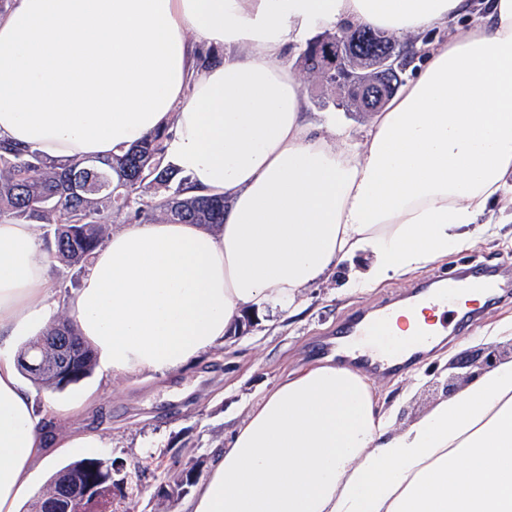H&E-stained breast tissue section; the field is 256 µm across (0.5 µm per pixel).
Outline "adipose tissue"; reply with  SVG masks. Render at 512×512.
I'll return each mask as SVG.
<instances>
[{"mask_svg":"<svg viewBox=\"0 0 512 512\" xmlns=\"http://www.w3.org/2000/svg\"><path fill=\"white\" fill-rule=\"evenodd\" d=\"M358 26L406 37L419 66L365 133L335 112L316 129L277 60L307 31ZM201 41L223 63L198 68ZM169 124L191 194L228 200L218 231L131 225L61 295L31 226L0 223V512L65 447L13 352L58 309L104 375L164 377L244 313L295 314L360 256L346 293L478 236L512 194V0H14L0 15V139L106 157ZM398 314L400 344L442 329L440 311ZM177 512H512V360L401 430L366 375L309 364L250 407Z\"/></svg>","mask_w":512,"mask_h":512,"instance_id":"1","label":"adipose tissue"}]
</instances>
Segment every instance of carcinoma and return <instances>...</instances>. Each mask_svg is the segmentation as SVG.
<instances>
[{
    "label": "carcinoma",
    "instance_id": "carcinoma-1",
    "mask_svg": "<svg viewBox=\"0 0 512 512\" xmlns=\"http://www.w3.org/2000/svg\"><path fill=\"white\" fill-rule=\"evenodd\" d=\"M413 59L393 37L366 27L326 29L306 40L295 68L309 74L334 107L345 112H376L391 94L378 87L400 86ZM365 86L356 95L336 83ZM173 130L166 126L148 134L138 145L105 158L50 159L30 147L0 141V221L48 227L46 252L69 266L84 267L109 238L114 224H144L162 215L180 224L214 229L224 223L222 195L187 194L188 178L166 162ZM93 348L77 336L70 318L54 319L18 356L22 373L40 390L61 391L89 377L96 366ZM201 463H187L161 484V497L184 496L197 482ZM118 469L98 458L69 463L51 477L47 489L26 512H49L47 504L80 495L88 485L98 487L99 500L79 506L81 512H109Z\"/></svg>",
    "mask_w": 512,
    "mask_h": 512
}]
</instances>
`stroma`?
<instances>
[{
	"label": "stroma",
	"instance_id": "35a3bbf8",
	"mask_svg": "<svg viewBox=\"0 0 512 512\" xmlns=\"http://www.w3.org/2000/svg\"><path fill=\"white\" fill-rule=\"evenodd\" d=\"M500 217V209L486 212L482 220L491 229L485 236L406 279L347 295L342 285L349 272L339 270L305 291L298 315L279 316L272 322L263 319L247 333L228 336L222 350L204 356L186 372L147 381L117 377L108 383L95 372L61 392L35 391L36 403L48 400L62 409L86 395L94 400L90 414L60 416L51 428L60 437L76 429H92L102 437L103 447L67 449L58 465L85 457L123 464L127 484L123 494L112 498L114 512L131 507L136 512H176L179 500L156 498L154 485L167 481L190 460L200 461L202 471H209L217 450L245 419L249 406L288 372L320 359L323 344L335 342L347 318L361 311L375 317L406 304L409 288L439 275L501 263L512 267V222H501ZM483 309L484 316L466 328L447 324L443 340L417 364L389 375H373L380 399L399 414L396 427L420 418L440 400L433 381L456 374L457 361L478 351L470 336L512 317V299L485 301ZM420 368L426 377L421 385L412 386V376Z\"/></svg>",
	"mask_w": 512,
	"mask_h": 512
}]
</instances>
